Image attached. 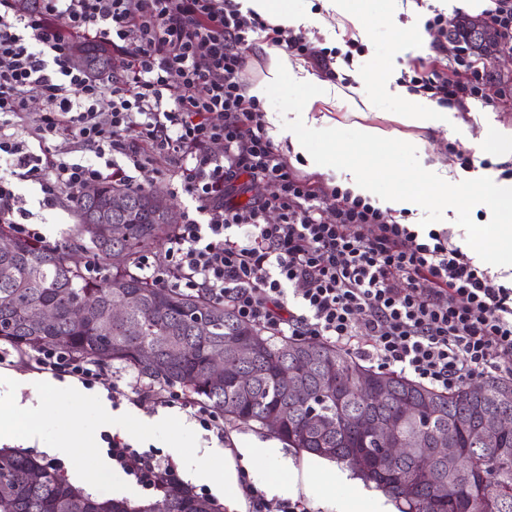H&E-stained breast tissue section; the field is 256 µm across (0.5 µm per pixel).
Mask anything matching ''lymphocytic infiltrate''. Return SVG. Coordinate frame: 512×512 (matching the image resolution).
I'll return each mask as SVG.
<instances>
[{
  "label": "lymphocytic infiltrate",
  "instance_id": "obj_1",
  "mask_svg": "<svg viewBox=\"0 0 512 512\" xmlns=\"http://www.w3.org/2000/svg\"><path fill=\"white\" fill-rule=\"evenodd\" d=\"M60 18L65 27H56ZM265 31L333 80L336 63L363 49L355 39L315 48L295 30L241 11L236 0H31L25 13L0 0V129L25 117L31 97L42 102L32 141L0 132V162L10 171L0 175V223L46 240L25 223L14 180L38 184L43 206L53 209L66 194L112 179L133 183L135 171L172 158V177L195 212L160 254L144 257L140 270L156 286L206 292L275 335L335 344L432 388L512 379V286L450 244L447 229L419 232L371 198L315 184L274 145L263 103L246 94V51ZM77 38L111 45L110 82L70 66ZM455 49L446 70L414 66L401 80L462 112L484 99L488 62L464 44ZM60 140L78 143L91 159L57 157ZM218 144L223 152H215ZM244 179L275 191L231 203ZM16 360L87 387L108 382L106 368L53 348L0 353V367ZM129 387L132 404L192 410L203 429L223 436V420L180 390L136 376ZM101 439L113 464L141 487L177 483L173 458L107 431Z\"/></svg>",
  "mask_w": 512,
  "mask_h": 512
}]
</instances>
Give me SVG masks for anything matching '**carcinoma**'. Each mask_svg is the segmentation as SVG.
I'll use <instances>...</instances> for the list:
<instances>
[{
  "label": "carcinoma",
  "mask_w": 512,
  "mask_h": 512,
  "mask_svg": "<svg viewBox=\"0 0 512 512\" xmlns=\"http://www.w3.org/2000/svg\"><path fill=\"white\" fill-rule=\"evenodd\" d=\"M479 57L491 59L500 37L482 19L455 21ZM71 62L100 77L112 71V52L104 44L72 43ZM160 192L106 181L75 194L73 241L89 246L100 276L71 262L68 251L17 236L0 224V342L27 350L52 345L102 365L120 364L152 382L178 386L192 401L224 415L247 419L299 452L343 462L361 479L391 497L399 512H512V429L487 442L474 432L484 414L512 419V379L489 378L448 390L434 389L395 372L362 364L347 350L323 341L277 337L238 319L206 293L160 288L138 277L137 265L175 231L179 216L154 206ZM123 207L113 208L116 199ZM136 302L125 317L110 319L113 306ZM83 322L72 320L74 309ZM251 340L256 351L244 365L227 363L216 373L212 360L225 359L232 345ZM310 358L297 377L308 397H294L281 371L295 368L294 356ZM337 385L323 390V370ZM426 400L430 413L403 421L401 433L451 438L460 448V476H448V463L420 471L409 453L386 457L373 436L353 421L398 416L399 399ZM318 418L326 429L314 430ZM366 458V469L351 465ZM414 491H407L408 484ZM0 512H222L216 501L183 484L162 488L147 504L99 499L74 486L55 469L21 450L0 449Z\"/></svg>",
  "instance_id": "obj_1"
}]
</instances>
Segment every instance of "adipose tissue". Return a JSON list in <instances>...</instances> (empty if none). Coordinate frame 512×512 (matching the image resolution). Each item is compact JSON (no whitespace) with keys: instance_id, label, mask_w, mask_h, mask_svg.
<instances>
[{"instance_id":"obj_1","label":"adipose tissue","mask_w":512,"mask_h":512,"mask_svg":"<svg viewBox=\"0 0 512 512\" xmlns=\"http://www.w3.org/2000/svg\"><path fill=\"white\" fill-rule=\"evenodd\" d=\"M269 133L278 142H288L293 153L307 154L311 170L326 173L331 170L332 152H342L345 165L350 175L346 186L353 194L370 197L374 195L373 187L365 176L366 170H377L386 179L396 177L395 168L390 160L393 136L378 127L356 125L355 138L344 147L328 143L325 150L317 154H308L307 145L299 129L288 119L286 113L271 112L266 116ZM421 186L414 197L401 193H391L379 198L378 206L384 210L400 211L410 205L411 201L447 205L448 203V167L435 161L423 166L418 174Z\"/></svg>"}]
</instances>
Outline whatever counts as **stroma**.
<instances>
[{
	"label": "stroma",
	"mask_w": 512,
	"mask_h": 512,
	"mask_svg": "<svg viewBox=\"0 0 512 512\" xmlns=\"http://www.w3.org/2000/svg\"><path fill=\"white\" fill-rule=\"evenodd\" d=\"M289 14L301 19L300 30L312 46L318 48L343 47L346 34L357 33L363 51L344 67L349 83L337 84L336 104L330 112L336 121V142L345 144L354 134L355 121L373 124L388 131H396V151L400 164L397 187L408 190L414 187L415 177L424 156L437 155L448 165V175L454 182L456 200L451 206L417 204L409 209L403 221L407 224H438L447 228L453 243L460 247L476 264L488 268L500 276L502 283L512 282V264L501 261L487 247L484 231L497 223L498 211L489 196H475L470 191L473 180L485 177L487 170L478 166L463 170L454 156L449 155V143L465 146L479 140L485 131L497 129L512 133V95L500 96L502 82L512 79V65L490 63L491 80L489 102L470 101V111L465 118L457 119L453 138L430 135L426 131L399 124L401 113L417 110L431 111L435 105L425 97L413 94L399 82L402 71L412 64L447 61L445 49H432L431 36L425 30V22L434 12H442L455 18L457 10L478 14L480 0H283ZM361 11L371 20L362 27H354L350 14ZM311 88L294 76H286L281 85L265 100L270 112L287 113L295 126H303ZM16 189L25 200L27 221L40 225L48 241L70 242L74 219L69 209L49 210L41 204L39 186L20 181ZM113 389L97 385L90 392L106 401L113 413L119 416L136 413L142 421L150 422L164 414V407L145 401L133 405L127 398L128 383L132 373L128 368L115 364L111 367ZM226 442L218 439L202 427H195L198 448L223 450L228 467L241 472L240 450L244 445L256 447L272 443L269 436L252 421H237L226 425ZM283 454L291 462L300 482L295 495L309 512H332L329 491L322 489L317 480L307 478L308 467L321 463L323 468L346 472L342 463L319 461L317 456L284 448Z\"/></svg>",
	"instance_id": "1"
}]
</instances>
